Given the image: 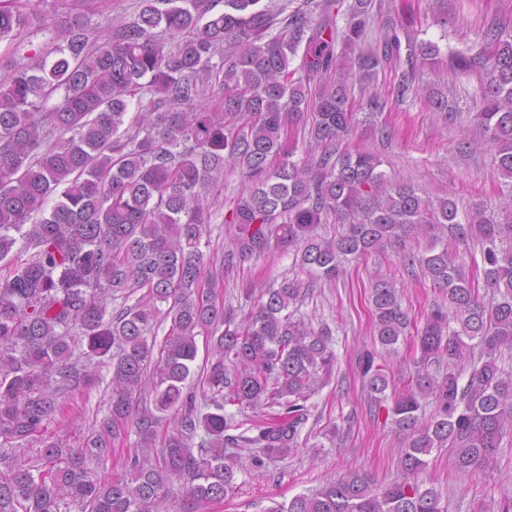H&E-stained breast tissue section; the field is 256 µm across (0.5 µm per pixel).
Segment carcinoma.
<instances>
[{
	"label": "carcinoma",
	"instance_id": "1",
	"mask_svg": "<svg viewBox=\"0 0 512 512\" xmlns=\"http://www.w3.org/2000/svg\"><path fill=\"white\" fill-rule=\"evenodd\" d=\"M343 2L141 0L100 42L80 14L0 0V42L35 28L61 38L27 62L0 55V512H176L182 499L223 501L243 454L258 470L293 448L324 447L301 433L308 400L336 367L334 329L292 307L302 290L387 251L448 298L412 336L415 378L388 395L376 359L398 354L411 319L392 282H371L380 350H364L358 369L397 437L398 475L385 486L337 476L267 512H443L418 480L433 451L448 449L457 470L478 477L498 469L512 438V371L502 366L512 354V192L496 214L461 210L386 175L370 151L339 150L360 123L350 81L390 70L403 102L420 95L417 70L440 56L394 18L365 45L373 0ZM479 38L475 54L448 52V72L483 75L479 137L467 145L492 151L512 184V30L492 19ZM425 99L457 112L438 87ZM388 103L373 93L360 109L369 119ZM299 124L308 144L295 160L285 136ZM228 168L245 189L224 214L230 241L218 255L204 237ZM323 224L339 225L336 235L319 234ZM286 251L308 280L244 289L240 317L205 288L215 266ZM463 254L480 256L483 288ZM104 368L108 415L84 445L44 437L66 397L102 382ZM132 433L124 473L102 478L112 442Z\"/></svg>",
	"mask_w": 512,
	"mask_h": 512
}]
</instances>
